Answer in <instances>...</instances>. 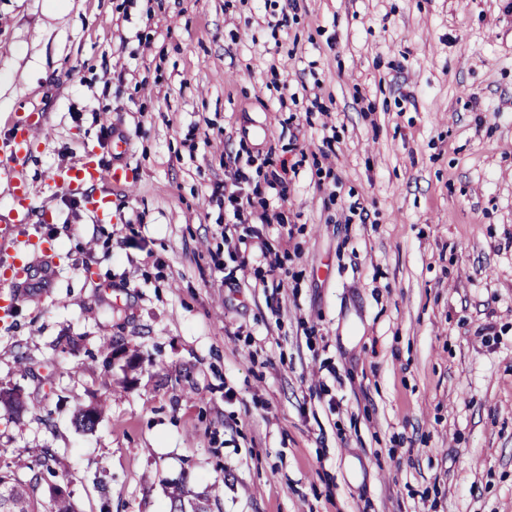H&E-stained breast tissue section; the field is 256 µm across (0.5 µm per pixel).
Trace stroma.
<instances>
[{
  "mask_svg": "<svg viewBox=\"0 0 512 512\" xmlns=\"http://www.w3.org/2000/svg\"><path fill=\"white\" fill-rule=\"evenodd\" d=\"M32 109L60 260L0 325L1 463L66 455L77 512L185 470L213 512H512V0H0V142ZM113 129L107 221L49 176ZM236 155L270 223L225 229Z\"/></svg>",
  "mask_w": 512,
  "mask_h": 512,
  "instance_id": "35a3bbf8",
  "label": "stroma"
}]
</instances>
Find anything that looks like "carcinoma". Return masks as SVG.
I'll return each instance as SVG.
<instances>
[{
    "label": "carcinoma",
    "mask_w": 512,
    "mask_h": 512,
    "mask_svg": "<svg viewBox=\"0 0 512 512\" xmlns=\"http://www.w3.org/2000/svg\"><path fill=\"white\" fill-rule=\"evenodd\" d=\"M100 410L82 409L74 416L77 427L91 431L96 426ZM67 475L68 464L64 457L52 448L42 450L39 461L25 474H18L9 465H0V489L10 490V505L7 512H74V506L68 495L50 499L44 505L37 498L43 472ZM190 476L185 475L177 481L167 483L166 495L169 499V512H211V499L207 493L193 494L187 489Z\"/></svg>",
    "instance_id": "carcinoma-1"
}]
</instances>
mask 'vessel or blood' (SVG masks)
Returning a JSON list of instances; mask_svg holds the SVG:
<instances>
[{
    "mask_svg": "<svg viewBox=\"0 0 512 512\" xmlns=\"http://www.w3.org/2000/svg\"><path fill=\"white\" fill-rule=\"evenodd\" d=\"M44 126L43 113H28L16 123L11 137L0 143V180L9 182L15 199L8 216L0 219L1 322L11 321L16 311L28 277L29 257L46 263L52 257L50 245L28 231L34 217L33 191L21 164ZM127 151V137L113 135L111 163L102 162L98 148L88 146L76 163L54 170L49 180L62 191L80 195L96 218H112L113 194L131 186L124 163Z\"/></svg>",
    "mask_w": 512,
    "mask_h": 512,
    "instance_id": "obj_1",
    "label": "vessel or blood"
}]
</instances>
